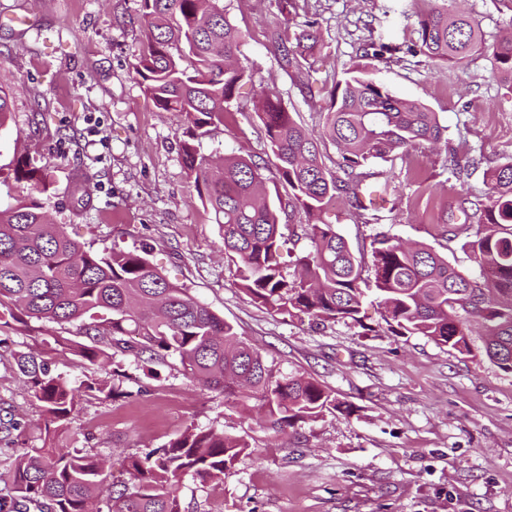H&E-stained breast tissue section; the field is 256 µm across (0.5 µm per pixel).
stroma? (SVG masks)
<instances>
[{
    "mask_svg": "<svg viewBox=\"0 0 512 512\" xmlns=\"http://www.w3.org/2000/svg\"><path fill=\"white\" fill-rule=\"evenodd\" d=\"M437 0H297L283 26L276 0H223L244 34L239 62L250 78L239 111L199 142L207 156L237 154L278 179L252 99L272 88L294 119L321 133L329 93L371 42L393 49L377 79L397 96L439 115L446 143L397 151L368 179L381 203L358 210L337 194L328 222L352 245L373 283V237L386 231L447 255L461 272L472 262L461 240H446L438 217L464 221V199L487 190L482 169L455 176L448 153L512 157V93L487 56L457 67L412 55L418 21ZM466 12L486 42L512 31L502 0H447ZM139 0H0V16H33L32 26L0 23V87L11 115L0 130V202L26 194L11 170L26 154L48 175L39 198L72 239L98 250L143 248L165 278L232 324L282 374L317 380L349 404L285 432L225 407L222 393L186 378L178 360L147 377L116 356L111 373L90 366L57 337L82 341L78 324L0 326V475L14 456L44 443L42 408L13 371L16 350L44 353L72 378H108L117 391L83 394L60 446L98 456L111 481L127 460L166 445L185 429L215 428L245 439L248 455L221 489L188 478L184 512H512V376L384 322L374 292L361 322L318 325L256 304L234 276L219 227L201 204L180 156L178 119L156 109L133 63L145 39ZM312 22L320 50L301 68H283L273 33ZM90 187L81 204L78 178ZM16 427L5 430L6 422Z\"/></svg>",
    "mask_w": 512,
    "mask_h": 512,
    "instance_id": "stroma-1",
    "label": "stroma"
}]
</instances>
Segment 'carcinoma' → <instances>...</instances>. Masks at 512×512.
<instances>
[{
    "mask_svg": "<svg viewBox=\"0 0 512 512\" xmlns=\"http://www.w3.org/2000/svg\"><path fill=\"white\" fill-rule=\"evenodd\" d=\"M145 40L133 70L161 112L183 126L182 160L201 204L213 215L224 253L240 287L253 300L284 315L314 321H358L361 262L323 213L336 193L364 208L360 172L371 158L420 143L440 142L446 127L438 113L415 100L393 95L375 78L374 61L392 48L373 42L364 62L345 72L330 93L322 137L342 158L338 179L319 161L317 139L293 119L280 97L261 90L258 113L274 166L288 200L264 188L259 164L239 155L215 163L196 141L224 124L247 71L234 62L243 40L222 0H140ZM413 54L461 66L475 55L490 56L500 81L512 90V34L488 44L474 21L447 6L430 9L419 22ZM282 66H299L319 44L317 33L300 31L295 44L277 36ZM484 157L448 155V168L461 174ZM14 180L33 194L0 207V308L20 322L27 317L56 323L79 321L83 334L101 348L73 351L92 365L118 353L136 363L179 360L184 375L224 393V406L256 412L272 430L316 421L340 408L336 397L311 377L283 376L234 327L185 288L168 282L147 251L95 250L69 238L51 222L34 193L46 189L43 170L26 155L12 161ZM487 191L469 201L464 224L442 222L452 241L463 238L472 270L463 274L432 247L412 246L387 235L374 240L375 286L383 320L401 334L421 335L461 354L480 357L512 375V160L488 166ZM307 217V251L284 274L281 215L287 208ZM15 372L41 403L44 429L67 427L81 394L109 398L105 380L73 382L33 351L15 353ZM248 443L210 428L186 429L162 448L128 460L127 481L110 484L102 462L57 445L26 449L7 472L14 495L0 499V512H88V500L103 497L107 512H182L183 479L222 483L235 474ZM166 464L156 469L152 456Z\"/></svg>",
    "mask_w": 512,
    "mask_h": 512,
    "instance_id": "obj_1",
    "label": "carcinoma"
}]
</instances>
